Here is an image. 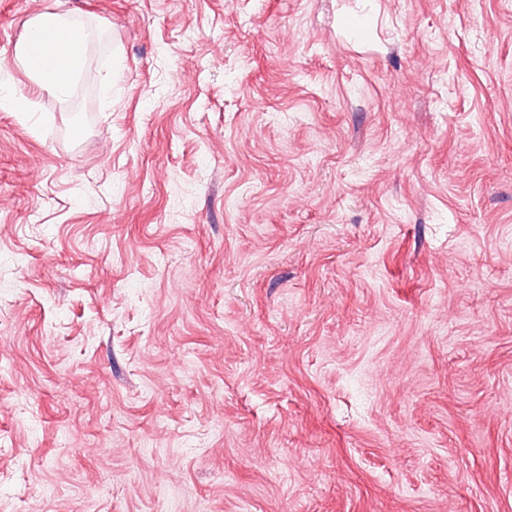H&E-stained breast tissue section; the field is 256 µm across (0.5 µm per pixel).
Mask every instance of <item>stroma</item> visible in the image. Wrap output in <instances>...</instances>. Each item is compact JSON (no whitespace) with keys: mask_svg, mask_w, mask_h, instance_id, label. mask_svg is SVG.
Segmentation results:
<instances>
[{"mask_svg":"<svg viewBox=\"0 0 512 512\" xmlns=\"http://www.w3.org/2000/svg\"><path fill=\"white\" fill-rule=\"evenodd\" d=\"M0 83V512H512V0H0ZM91 37L89 28L77 17L50 9L40 11L28 20L27 33L15 48L16 59L42 92L66 98L74 75L84 65Z\"/></svg>","mask_w":512,"mask_h":512,"instance_id":"stroma-1","label":"stroma"}]
</instances>
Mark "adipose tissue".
I'll return each mask as SVG.
<instances>
[{"label":"adipose tissue","mask_w":512,"mask_h":512,"mask_svg":"<svg viewBox=\"0 0 512 512\" xmlns=\"http://www.w3.org/2000/svg\"><path fill=\"white\" fill-rule=\"evenodd\" d=\"M91 37L80 19L44 10L29 19L27 33L15 48L16 59L42 92L64 98L84 65Z\"/></svg>","instance_id":"ef3b65f1"}]
</instances>
